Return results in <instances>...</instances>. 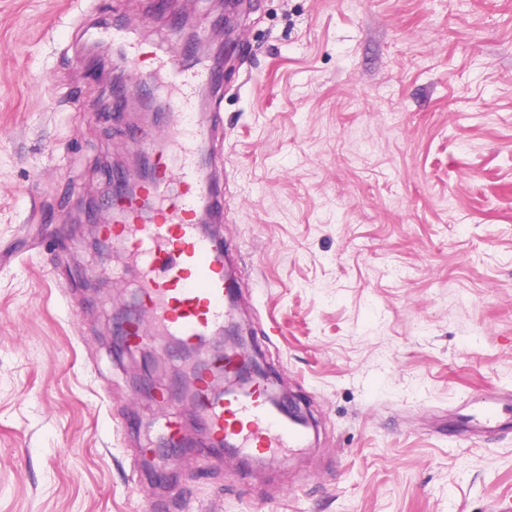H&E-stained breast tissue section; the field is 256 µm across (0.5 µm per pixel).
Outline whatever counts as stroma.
I'll return each mask as SVG.
<instances>
[{
  "label": "stroma",
  "mask_w": 512,
  "mask_h": 512,
  "mask_svg": "<svg viewBox=\"0 0 512 512\" xmlns=\"http://www.w3.org/2000/svg\"><path fill=\"white\" fill-rule=\"evenodd\" d=\"M212 0H0V512H493L512 499V0H248L209 170L234 320L311 433L244 466L154 443L195 415L180 347L101 253L107 174L156 114H109L90 36L206 61ZM498 424L478 432L480 397Z\"/></svg>",
  "instance_id": "1"
}]
</instances>
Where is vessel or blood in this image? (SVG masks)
Listing matches in <instances>:
<instances>
[{"label": "vessel or blood", "mask_w": 512, "mask_h": 512, "mask_svg": "<svg viewBox=\"0 0 512 512\" xmlns=\"http://www.w3.org/2000/svg\"><path fill=\"white\" fill-rule=\"evenodd\" d=\"M162 66L177 106L168 126L170 149L160 156L154 180L139 193L127 194L122 175H113L116 191L105 202L113 222L105 232L139 270L142 303L155 334L194 349L223 331L232 286L224 245L200 222L202 213L222 210L224 194L199 163L211 124L193 103L198 87L220 88L222 75L209 66L181 69L172 57ZM172 179L179 189L165 194ZM196 382L199 421L206 434L194 450L198 458L212 460L233 448L261 460L283 448L305 446L304 432L280 414L266 388L218 395L211 392L206 374Z\"/></svg>", "instance_id": "1"}]
</instances>
